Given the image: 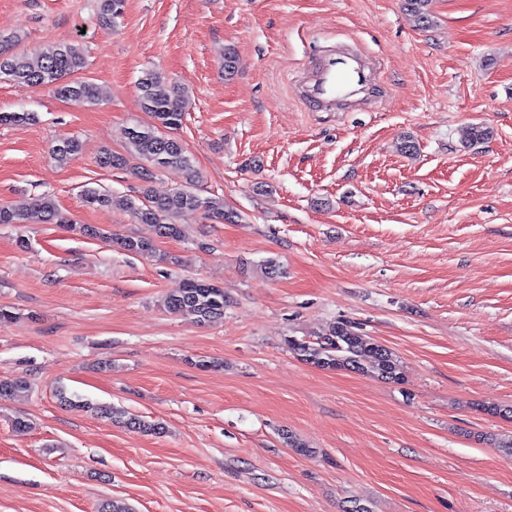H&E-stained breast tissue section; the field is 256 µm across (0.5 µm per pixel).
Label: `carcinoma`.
Wrapping results in <instances>:
<instances>
[{"label": "carcinoma", "instance_id": "1", "mask_svg": "<svg viewBox=\"0 0 512 512\" xmlns=\"http://www.w3.org/2000/svg\"><path fill=\"white\" fill-rule=\"evenodd\" d=\"M431 0H406L407 10L415 24L427 28L433 24ZM124 0H98V20L105 27H114L123 15ZM20 42L17 35L0 37V78L20 90L48 86L62 98L81 97L96 100V87L79 77L86 67L83 47L75 41L62 40L48 44L34 54L17 53L14 46ZM141 109L149 121L138 122L128 128L127 154L104 149L99 163L111 168L127 166L129 158L140 161L138 177L142 185L138 194L128 201V209L141 224L156 226L159 236L179 238L181 225L175 223L179 214L186 210L203 212L214 223L234 224L240 215L224 207L222 197H202L194 190L200 173L192 164L179 140L168 131L178 128L184 118L190 97L188 89L171 82L159 70L147 68L137 82ZM81 150V142L74 137H61L50 147V155L59 164L67 162ZM167 168H181L187 173L184 185L163 191L154 188L157 172ZM82 199L88 207L102 206L109 202V190L103 187H87ZM0 224H73L49 193L32 197L22 203L0 205ZM78 231L88 237L106 243H117L124 250L155 257V244L146 239L122 236L109 229L80 225ZM228 300L224 288L202 278H189L181 287L169 290L163 306L172 314L191 315L199 322H216L224 318ZM288 349L301 360L323 369H345L366 372L398 383L402 379L400 361L387 347L356 331L349 321H338L328 326L319 340L311 342L291 336ZM29 390L23 378L0 381V399H14ZM60 398L73 408L100 413L126 427L147 434H158L162 426L153 421L126 415L117 408H102L79 396L60 393Z\"/></svg>", "mask_w": 512, "mask_h": 512}]
</instances>
